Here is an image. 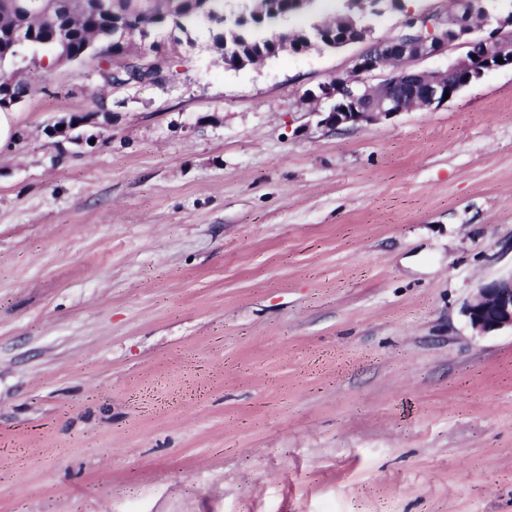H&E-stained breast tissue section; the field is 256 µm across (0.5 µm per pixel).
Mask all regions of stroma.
I'll return each instance as SVG.
<instances>
[{
  "mask_svg": "<svg viewBox=\"0 0 512 512\" xmlns=\"http://www.w3.org/2000/svg\"><path fill=\"white\" fill-rule=\"evenodd\" d=\"M104 85L26 47L0 149V512H512V66L335 132L364 50ZM94 143L53 134L89 110ZM464 314L480 335L504 329L512 332V275L493 280L466 303Z\"/></svg>",
  "mask_w": 512,
  "mask_h": 512,
  "instance_id": "1",
  "label": "stroma"
}]
</instances>
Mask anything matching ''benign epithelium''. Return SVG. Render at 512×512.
Returning a JSON list of instances; mask_svg holds the SVG:
<instances>
[{
	"label": "benign epithelium",
	"instance_id": "benign-epithelium-1",
	"mask_svg": "<svg viewBox=\"0 0 512 512\" xmlns=\"http://www.w3.org/2000/svg\"><path fill=\"white\" fill-rule=\"evenodd\" d=\"M266 0L265 9L255 16L275 15L286 19L303 12L310 0H289L283 11ZM483 10L481 0H448L447 13L407 14L397 33L386 39L373 37V29L365 26L359 40L368 42L366 49L353 56L346 74L309 93V98L324 109L317 110L320 124L331 130L356 127L379 115L390 116L408 107L437 109L444 96L454 97L457 88L449 77H462L463 85L479 80L486 71L512 65V14H500L486 21L492 34L479 35L473 17ZM319 41L305 36L297 38L282 33L275 42L274 54L300 53L312 49ZM463 48L465 53L445 69L427 70L417 67L419 61ZM479 59H473V56ZM503 62H497V59ZM117 85L141 84L148 78L133 74L132 68L112 71ZM464 314L471 328L480 335L504 329L512 330V275L493 280L466 303Z\"/></svg>",
	"mask_w": 512,
	"mask_h": 512
}]
</instances>
